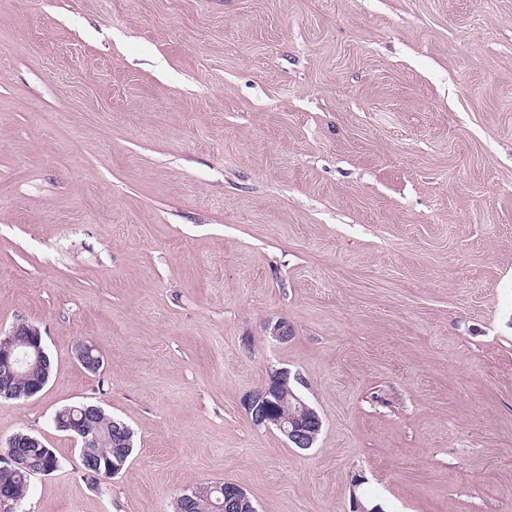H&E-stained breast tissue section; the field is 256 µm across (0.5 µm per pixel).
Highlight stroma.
<instances>
[{
	"label": "stroma",
	"instance_id": "stroma-1",
	"mask_svg": "<svg viewBox=\"0 0 512 512\" xmlns=\"http://www.w3.org/2000/svg\"><path fill=\"white\" fill-rule=\"evenodd\" d=\"M20 323L55 369L0 448L58 459L24 512H512V0H0ZM282 368L313 448L243 406ZM82 402L134 432L112 478L54 425ZM226 487V483H215L196 486L188 489L177 500L179 512H225L224 508L233 507V510H249L254 512L251 500L243 490ZM247 505L248 508L242 507Z\"/></svg>",
	"mask_w": 512,
	"mask_h": 512
}]
</instances>
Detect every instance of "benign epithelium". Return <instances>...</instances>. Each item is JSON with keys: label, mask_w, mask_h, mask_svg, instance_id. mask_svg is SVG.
<instances>
[{"label": "benign epithelium", "mask_w": 512, "mask_h": 512, "mask_svg": "<svg viewBox=\"0 0 512 512\" xmlns=\"http://www.w3.org/2000/svg\"><path fill=\"white\" fill-rule=\"evenodd\" d=\"M47 357L48 353L38 328L20 323L8 333H0V389H11L19 374H33ZM274 398L294 399V413L284 418H272L268 409ZM244 407L255 425H276L289 444L302 450L313 447L321 430V419L292 391L286 371H274L264 387L244 399ZM41 447L42 441L28 433L19 437L13 436L7 442V453L1 454L0 459L6 461L21 478H27L35 473L48 474L53 472L55 467L49 466L35 471L31 469L28 453L25 452L27 448ZM245 505L248 506L249 512H254V507L251 506L244 491L233 487L224 490V507H231L240 512Z\"/></svg>", "instance_id": "benign-epithelium-1"}]
</instances>
